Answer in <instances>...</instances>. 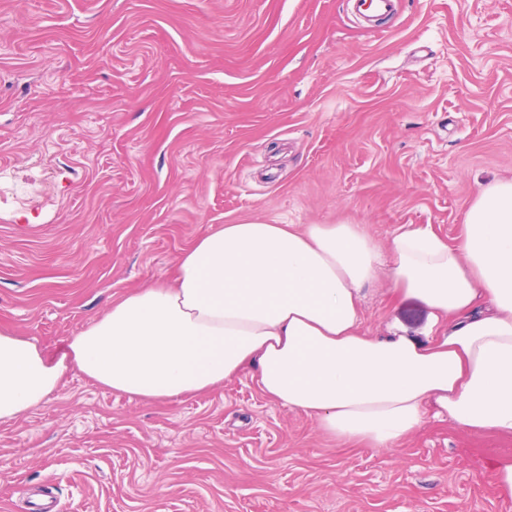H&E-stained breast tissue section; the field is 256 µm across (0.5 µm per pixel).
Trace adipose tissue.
<instances>
[{
  "label": "adipose tissue",
  "mask_w": 512,
  "mask_h": 512,
  "mask_svg": "<svg viewBox=\"0 0 512 512\" xmlns=\"http://www.w3.org/2000/svg\"><path fill=\"white\" fill-rule=\"evenodd\" d=\"M387 250L392 287L430 309L432 339L364 332L382 250L363 225L227 224L180 257L171 284L130 292L60 358L0 331V422L72 367L131 397L177 399L254 366L270 400L375 452L431 410L512 438V179L479 189L455 243L409 225Z\"/></svg>",
  "instance_id": "adipose-tissue-1"
}]
</instances>
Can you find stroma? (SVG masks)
I'll return each mask as SVG.
<instances>
[{
  "instance_id": "obj_1",
  "label": "stroma",
  "mask_w": 512,
  "mask_h": 512,
  "mask_svg": "<svg viewBox=\"0 0 512 512\" xmlns=\"http://www.w3.org/2000/svg\"><path fill=\"white\" fill-rule=\"evenodd\" d=\"M512 179V0H0V330L60 355L226 224H408L454 242ZM363 329L430 338L380 268ZM512 438L427 416L324 435L255 370L170 400L76 370L0 423V512H512Z\"/></svg>"
}]
</instances>
